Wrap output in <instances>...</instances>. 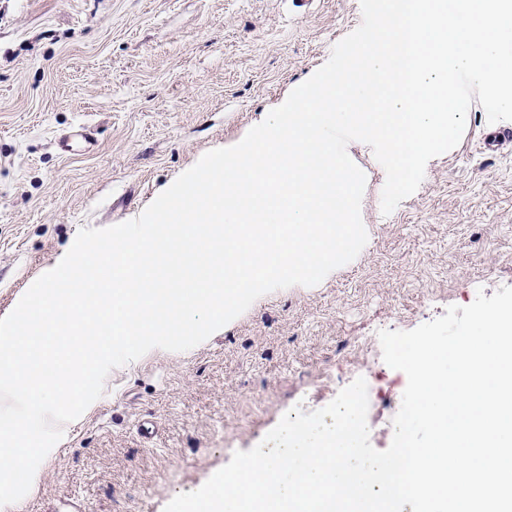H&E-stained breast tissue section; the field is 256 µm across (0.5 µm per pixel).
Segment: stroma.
<instances>
[{
    "label": "stroma",
    "instance_id": "1",
    "mask_svg": "<svg viewBox=\"0 0 512 512\" xmlns=\"http://www.w3.org/2000/svg\"><path fill=\"white\" fill-rule=\"evenodd\" d=\"M361 19L360 0H0V317L81 228L131 220L241 141ZM80 125L90 148L62 153L58 137ZM488 127L472 102L459 144L388 215L384 168L350 142L363 251L316 286L259 297L201 346L113 369L24 512H163L365 369L370 441L388 448L407 377L378 331L512 286V146L481 154Z\"/></svg>",
    "mask_w": 512,
    "mask_h": 512
}]
</instances>
